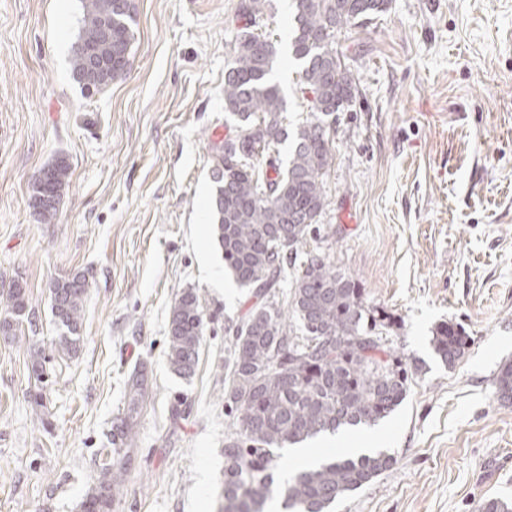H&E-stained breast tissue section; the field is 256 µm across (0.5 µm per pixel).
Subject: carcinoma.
<instances>
[{"mask_svg": "<svg viewBox=\"0 0 512 512\" xmlns=\"http://www.w3.org/2000/svg\"><path fill=\"white\" fill-rule=\"evenodd\" d=\"M266 0H241L235 55L224 77V111L237 117L240 147L222 145L213 155L216 188L213 233L224 264L242 288L265 301L228 328L233 339L224 374V407L235 414L234 430L224 435V482L218 512H264L278 494L293 512H329L337 500L370 483L390 468L385 453L340 459L278 480L280 455L296 444L341 428L374 425L408 396V370L386 347L382 328L389 315L366 305L355 279L336 270L324 252H309L295 275L289 307L301 326L268 296L299 255L318 222L324 203L323 176L332 161L330 129L336 113L352 102L355 78L342 67L336 31L351 21L365 24L387 11L389 0H292V58L301 69V90L310 95V117L288 133L285 101L271 79L274 41L254 32ZM81 32L71 66L88 95L127 74L136 25L131 0H82ZM292 140L286 165L263 164L270 147ZM45 179L32 183L31 202L39 220L57 215L70 166L59 157L44 167ZM89 283L75 274L51 284V312L61 334L54 348L73 355ZM0 335L13 334L27 310L26 288L13 282L0 294ZM199 297L187 289L176 297L167 327L168 361L184 377L194 374L203 340ZM466 330L444 323L432 343L452 367L469 346ZM50 356H32L31 374L45 382ZM498 399L512 400V362L494 383ZM148 395L144 374L128 382L127 406L110 442L130 457ZM117 482L112 467L101 468L80 504V512H112ZM479 512H512V500L489 498Z\"/></svg>", "mask_w": 512, "mask_h": 512, "instance_id": "obj_1", "label": "carcinoma"}]
</instances>
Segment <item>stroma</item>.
<instances>
[{"label": "stroma", "instance_id": "stroma-1", "mask_svg": "<svg viewBox=\"0 0 512 512\" xmlns=\"http://www.w3.org/2000/svg\"><path fill=\"white\" fill-rule=\"evenodd\" d=\"M125 78L82 93L71 68L81 0H0V290L23 282L28 320L0 338V512H80L103 463L123 472L112 512H217L224 475L228 325L259 300L224 268L213 236L211 155L240 0H132ZM289 0L259 31L290 125L309 113L288 58ZM356 78L332 126L326 202L307 250L329 254L392 316L387 348L410 391L364 427L392 466L332 512H476L512 499V403L493 382L512 362V0H391L335 37ZM66 156L56 219L30 205L34 174ZM85 274L76 356L53 351L50 285ZM204 309L194 374L170 367L167 324L184 289ZM471 338L454 367L435 327ZM51 352L38 385L30 359ZM149 396L125 464L108 452L135 368ZM181 417H174L173 406Z\"/></svg>", "mask_w": 512, "mask_h": 512}]
</instances>
